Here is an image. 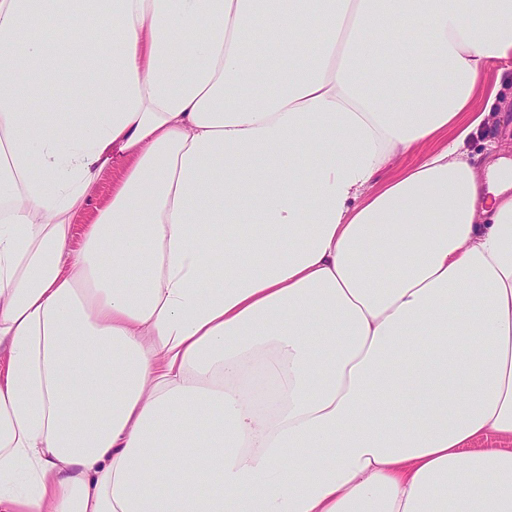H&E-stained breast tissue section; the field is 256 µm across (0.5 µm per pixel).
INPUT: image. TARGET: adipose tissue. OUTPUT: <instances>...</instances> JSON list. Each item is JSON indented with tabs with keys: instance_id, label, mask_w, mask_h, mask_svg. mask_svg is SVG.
<instances>
[{
	"instance_id": "adipose-tissue-1",
	"label": "adipose tissue",
	"mask_w": 512,
	"mask_h": 512,
	"mask_svg": "<svg viewBox=\"0 0 512 512\" xmlns=\"http://www.w3.org/2000/svg\"><path fill=\"white\" fill-rule=\"evenodd\" d=\"M510 62L512 0H0V512H512ZM511 64V63H510ZM502 65H495L488 69L483 89L477 96L474 106L480 108L483 93L485 101L490 91L496 90L497 108L496 117L491 123H485L478 135L474 136L467 145L471 155H481L482 158L489 155L490 144L500 146L510 144L512 146V64L508 69L500 71ZM118 173V164L113 165L112 170H108L103 173L98 182L96 192L92 198L91 208H89L85 214H82L75 219L73 248H80L85 224H88L90 221L96 205H98L111 192L112 181L114 182V178L118 175Z\"/></svg>"
}]
</instances>
